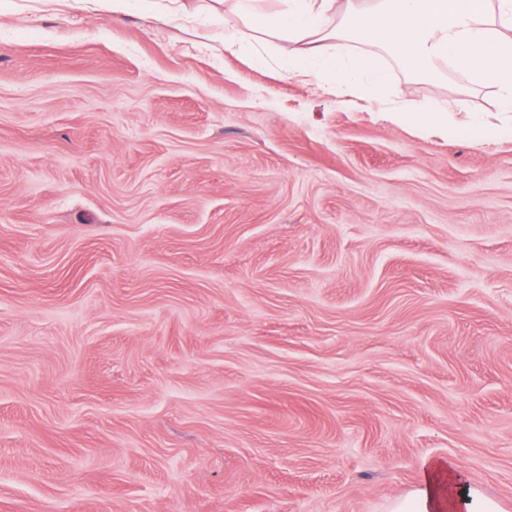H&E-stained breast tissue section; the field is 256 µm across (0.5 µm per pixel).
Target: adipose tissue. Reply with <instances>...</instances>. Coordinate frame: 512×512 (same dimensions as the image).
Masks as SVG:
<instances>
[{"label": "adipose tissue", "instance_id": "ef3b65f1", "mask_svg": "<svg viewBox=\"0 0 512 512\" xmlns=\"http://www.w3.org/2000/svg\"><path fill=\"white\" fill-rule=\"evenodd\" d=\"M337 0H287L273 13L237 0L249 25L278 38L283 76L304 75L317 85L352 89L379 80L375 49L387 50L413 74L435 80L440 64L462 70L475 85L495 84L512 112V0H346L345 25L367 45L352 59L327 56L328 22ZM391 512H500L499 504L443 460L423 463L415 487Z\"/></svg>", "mask_w": 512, "mask_h": 512}]
</instances>
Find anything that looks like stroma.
Segmentation results:
<instances>
[{
    "mask_svg": "<svg viewBox=\"0 0 512 512\" xmlns=\"http://www.w3.org/2000/svg\"><path fill=\"white\" fill-rule=\"evenodd\" d=\"M232 9L0 0V512H390L433 458L512 512L499 88L378 52L423 129ZM382 112H396L400 117L410 119L416 123L436 126L440 121V112L434 104L416 105L410 102H394L391 105L382 103Z\"/></svg>",
    "mask_w": 512,
    "mask_h": 512,
    "instance_id": "obj_1",
    "label": "stroma"
}]
</instances>
